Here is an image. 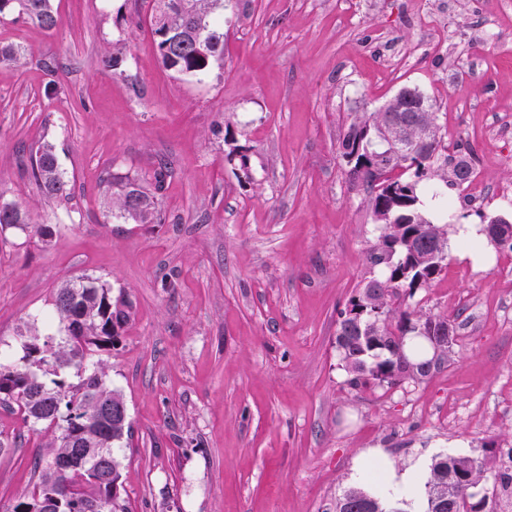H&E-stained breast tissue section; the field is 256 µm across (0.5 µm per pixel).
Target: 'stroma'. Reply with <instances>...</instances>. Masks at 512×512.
Masks as SVG:
<instances>
[{
  "mask_svg": "<svg viewBox=\"0 0 512 512\" xmlns=\"http://www.w3.org/2000/svg\"><path fill=\"white\" fill-rule=\"evenodd\" d=\"M52 31L9 15L0 44V197L50 245L0 235V356L19 361L52 291L85 274L123 289L134 311L107 380L124 396L127 512H336L357 458L378 449L396 468L445 455L495 473L512 448V264L450 253L416 302L461 316L451 361L422 383L352 387L336 320L369 269L378 229L350 190L339 140L355 113L405 86L434 104L443 131L470 144L480 206L431 221L481 227L512 209V52L473 54L469 34L512 43V0H230L224 58L205 73L166 70L145 0H52ZM447 39L435 43L422 14ZM115 56L109 69L103 57ZM56 147L71 199H46L22 148ZM166 160L159 224L106 214L113 175ZM0 512H12L51 436L0 407Z\"/></svg>",
  "mask_w": 512,
  "mask_h": 512,
  "instance_id": "stroma-1",
  "label": "stroma"
}]
</instances>
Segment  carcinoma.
Segmentation results:
<instances>
[{
  "label": "carcinoma",
  "instance_id": "cac0c4a2",
  "mask_svg": "<svg viewBox=\"0 0 512 512\" xmlns=\"http://www.w3.org/2000/svg\"><path fill=\"white\" fill-rule=\"evenodd\" d=\"M224 2L150 0L146 23L166 69L195 75L224 58ZM13 11L48 31L60 23L51 0H0V16ZM397 116L409 124L432 125L433 139L421 144L412 132L400 149L381 132L387 113L376 111L356 114L339 141L348 183L370 194L373 219L381 229L367 255L373 276L340 314L336 330V348L353 387L372 384L391 390L419 384L455 353L451 348L426 357L432 342L419 328L452 327L454 321L411 303L417 290L429 287L446 266L448 255L436 256L437 246L448 247L450 235L458 232L452 224L431 222L420 208L419 185L435 162L448 158V142L435 112ZM474 158L471 149L455 145L454 185L471 181ZM29 160V178L40 192L57 202L69 201L54 145H39ZM167 177L168 166L160 162L141 177L109 180L108 219L158 223V195ZM9 229L27 239L36 236L45 245L53 239L49 225L31 223L16 203L0 200V233ZM131 316L124 293H113L109 282L91 275L66 280L56 289L46 318L62 325L61 341L49 342L35 334L21 362H0V405L27 422L58 432L35 464V481L12 512H126L116 494L122 482L115 449L130 439L132 424L101 412L104 402L125 403L107 383L102 356L112 351ZM408 336L418 339L411 356L404 351ZM102 455L112 462L106 472L98 469ZM485 473L484 462L477 458L466 464L448 456L435 460L425 482V512H486L472 489ZM354 499L367 500L373 512H404L398 504L383 502L361 488L346 490L336 501V512H353Z\"/></svg>",
  "mask_w": 512,
  "mask_h": 512
}]
</instances>
